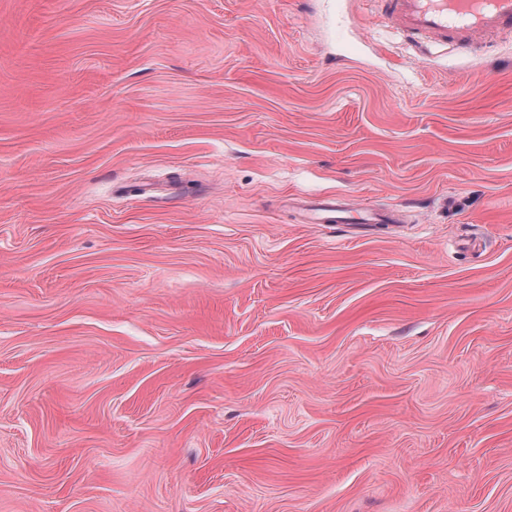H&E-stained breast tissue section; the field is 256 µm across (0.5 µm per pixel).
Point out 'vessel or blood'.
<instances>
[{"mask_svg":"<svg viewBox=\"0 0 512 512\" xmlns=\"http://www.w3.org/2000/svg\"><path fill=\"white\" fill-rule=\"evenodd\" d=\"M381 14L412 36L463 49L477 38L512 36V0H380Z\"/></svg>","mask_w":512,"mask_h":512,"instance_id":"vessel-or-blood-1","label":"vessel or blood"}]
</instances>
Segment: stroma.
Segmentation results:
<instances>
[{
  "instance_id": "stroma-1",
  "label": "stroma",
  "mask_w": 512,
  "mask_h": 512,
  "mask_svg": "<svg viewBox=\"0 0 512 512\" xmlns=\"http://www.w3.org/2000/svg\"><path fill=\"white\" fill-rule=\"evenodd\" d=\"M0 512H512V40L0 0Z\"/></svg>"
}]
</instances>
